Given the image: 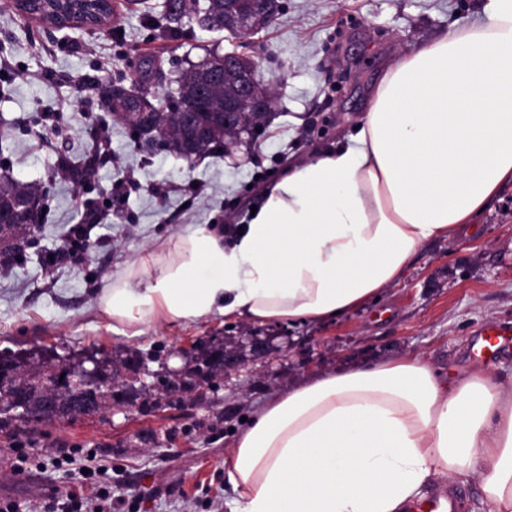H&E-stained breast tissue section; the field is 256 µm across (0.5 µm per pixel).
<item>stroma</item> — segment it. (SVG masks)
<instances>
[{
  "label": "stroma",
  "instance_id": "35a3bbf8",
  "mask_svg": "<svg viewBox=\"0 0 512 512\" xmlns=\"http://www.w3.org/2000/svg\"><path fill=\"white\" fill-rule=\"evenodd\" d=\"M281 2L275 21L247 37L190 23L169 45L125 0H116L117 20L103 30H56L0 0V166L15 181L46 189L45 212L21 261L0 268V354L26 350L72 367L90 354L119 359L138 352L150 372L175 365L185 374L195 365L193 344L253 332L252 324L216 314L151 323L129 337L98 315L100 290L107 277L190 225L240 222L274 175L351 133L402 50L473 22L479 12L478 0ZM207 48L251 56L258 79L275 83L273 113L257 142L190 166L135 146L101 111L100 66L116 78L153 60L144 89L154 92ZM93 120L107 125L110 147L93 187L81 193L57 175V159L86 152L85 128ZM120 167L134 184L115 195ZM103 192L112 195L106 222L96 229L103 243L82 261L47 267L65 225L79 222L83 200ZM492 322H512V185L467 237L423 246L380 300L321 326L265 325L276 336L273 354L247 362L229 382L202 386L154 411L136 403L38 423L0 414V495L26 507L46 486H74L70 475L53 470L13 478L11 443L33 439L94 447L110 457L112 512H230L224 457L243 418L272 394L310 374L407 355L455 373L483 366L512 381V349L477 353V334Z\"/></svg>",
  "mask_w": 512,
  "mask_h": 512
}]
</instances>
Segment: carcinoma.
I'll return each instance as SVG.
<instances>
[{
    "label": "carcinoma",
    "mask_w": 512,
    "mask_h": 512,
    "mask_svg": "<svg viewBox=\"0 0 512 512\" xmlns=\"http://www.w3.org/2000/svg\"><path fill=\"white\" fill-rule=\"evenodd\" d=\"M25 14L31 18L48 20L54 16L71 17L87 25L106 26L102 18L110 14L98 6L96 0H29ZM212 18L210 30L227 31L235 36L242 33L232 25L224 23V0H185L184 12L163 14V23L156 25L158 37L164 41L177 39L184 23L199 16ZM127 77L120 76L102 88L101 106L112 114V121L128 128L131 139L136 144L150 142L152 148L173 152L188 166H193L195 158L186 152L189 133L179 124V113H195L200 125L217 129L214 139L207 143L204 152L223 153L224 131V55L217 52L206 54L197 62H190L172 82L180 87L194 84H208L214 87L202 100L191 102L181 92L169 88L155 92L153 99L145 95L131 96L126 86ZM270 113L256 115L248 113L243 117L242 128L237 134L235 146L256 140L259 130L269 120ZM100 159V151L89 149L83 157L73 162L65 160L58 165L63 176L78 186L91 183L94 161ZM34 187L17 182L8 177H0V209L9 211L21 200L32 196ZM224 346H205L196 357L192 374L204 383L218 379L216 372L217 356ZM9 372V386L0 389V413H13L14 419L49 420L61 417H75L93 409L98 413L112 404L105 399L79 374L62 365H49L44 361L32 362L28 356H8L0 358V369ZM188 382L173 373L163 374L157 390V401L183 389Z\"/></svg>",
    "instance_id": "1"
}]
</instances>
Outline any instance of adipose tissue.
Returning <instances> with one entry per match:
<instances>
[{
    "label": "adipose tissue",
    "mask_w": 512,
    "mask_h": 512,
    "mask_svg": "<svg viewBox=\"0 0 512 512\" xmlns=\"http://www.w3.org/2000/svg\"><path fill=\"white\" fill-rule=\"evenodd\" d=\"M480 8L401 54L357 129L289 166L247 222L197 225L108 277L101 317L136 336L214 314L333 321L476 223L512 184V0ZM471 476L512 512V383L484 367L448 379L412 355L275 393L224 460L232 512H405Z\"/></svg>",
    "instance_id": "adipose-tissue-1"
}]
</instances>
